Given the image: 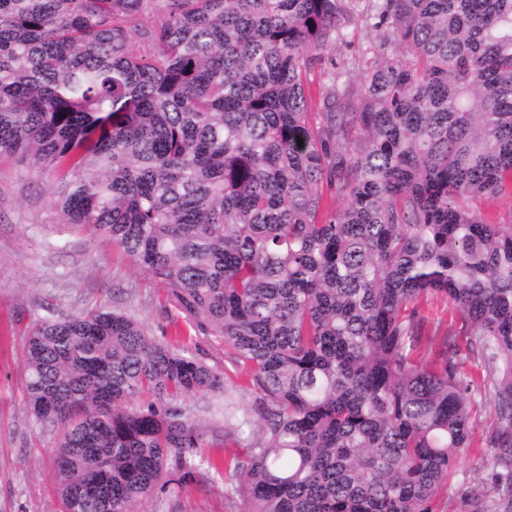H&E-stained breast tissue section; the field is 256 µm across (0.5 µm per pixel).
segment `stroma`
I'll return each mask as SVG.
<instances>
[{
    "label": "stroma",
    "mask_w": 512,
    "mask_h": 512,
    "mask_svg": "<svg viewBox=\"0 0 512 512\" xmlns=\"http://www.w3.org/2000/svg\"><path fill=\"white\" fill-rule=\"evenodd\" d=\"M346 42L304 56L308 110L326 111L336 92V68L350 66L362 85L374 61L393 57L380 48L382 32L367 25L368 0H353ZM103 307L133 315L154 339L180 322L165 304L163 286L134 264L109 238L74 233L59 222L51 181L12 159L0 158V512H60L54 487L58 430L36 425L25 399L24 351L37 320ZM474 445L457 453L439 512H467V488L492 491L499 470L494 448L483 447L492 412L477 391L466 395ZM136 512H246L222 480L203 475L187 485L169 484L139 503Z\"/></svg>",
    "instance_id": "stroma-1"
}]
</instances>
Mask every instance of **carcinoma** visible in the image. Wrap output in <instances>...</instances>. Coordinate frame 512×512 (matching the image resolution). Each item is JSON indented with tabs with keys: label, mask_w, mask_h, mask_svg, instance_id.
Instances as JSON below:
<instances>
[{
	"label": "carcinoma",
	"mask_w": 512,
	"mask_h": 512,
	"mask_svg": "<svg viewBox=\"0 0 512 512\" xmlns=\"http://www.w3.org/2000/svg\"><path fill=\"white\" fill-rule=\"evenodd\" d=\"M350 2L0 0V156L52 177L63 225L121 247L184 322L166 343L102 307L31 330L63 512L222 477L208 449L231 436L247 512H438L472 427L434 297L506 470L470 512H512V221L468 205L512 190V0H372L400 53L359 89L336 72L358 106L314 123L303 54L346 41ZM192 336L251 366L255 428ZM199 393L224 400L219 442L164 404ZM424 314L428 315L433 327L440 324L441 332L445 331L448 328H452L454 331H458L461 327V323L454 322V311L453 307L442 300H438L437 302H433L431 306H429Z\"/></svg>",
	"instance_id": "cac0c4a2"
}]
</instances>
